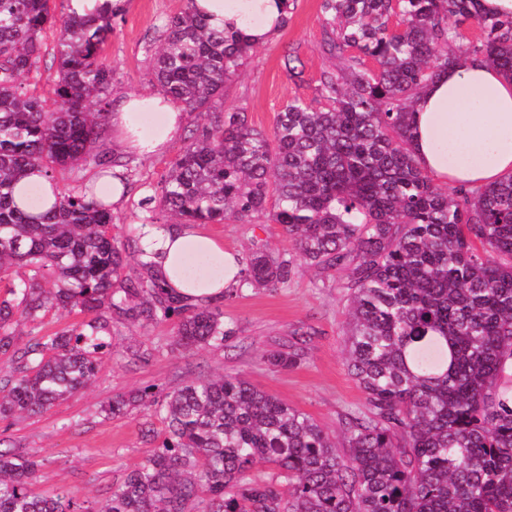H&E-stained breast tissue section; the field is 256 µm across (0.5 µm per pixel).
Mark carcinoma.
<instances>
[{
	"mask_svg": "<svg viewBox=\"0 0 512 512\" xmlns=\"http://www.w3.org/2000/svg\"><path fill=\"white\" fill-rule=\"evenodd\" d=\"M475 4L321 0L328 53L355 54L322 71L327 105L294 97L267 133L241 110L215 111L252 46L186 0L154 39L153 79L208 122L188 131L160 193L139 202L143 223L232 216L281 225L296 255L255 246L226 299L245 286L286 287L300 263L342 280L348 369L365 394L344 425L347 452L308 414L239 376L197 377L167 392L147 385L103 407L108 417L141 408L165 426L104 507L64 489L34 492L39 461L10 445L0 447V512H512V176L448 192L410 147V114L439 70L479 56L512 72V17H485ZM117 17L99 9L57 18L51 0H0V278L23 270L0 301V421L41 415L87 387L114 348L116 324L173 320L174 345L185 350L237 335L219 306L169 291L146 247L112 233V210L85 191L61 188L40 218L15 200L34 168L54 182L64 170L112 163V66L102 45ZM467 21L482 40L461 43ZM50 28L47 102L25 78L45 57ZM52 309L84 319L20 338V321ZM310 336L293 329L264 360L296 367Z\"/></svg>",
	"mask_w": 512,
	"mask_h": 512,
	"instance_id": "carcinoma-1",
	"label": "carcinoma"
}]
</instances>
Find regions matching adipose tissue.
I'll return each mask as SVG.
<instances>
[{"label":"adipose tissue","instance_id":"1","mask_svg":"<svg viewBox=\"0 0 512 512\" xmlns=\"http://www.w3.org/2000/svg\"><path fill=\"white\" fill-rule=\"evenodd\" d=\"M210 23L253 46L272 40L287 16L286 0H195ZM187 120L168 98L116 97L109 114L112 150L163 154ZM411 148L423 170L456 188L480 190L512 175V72L482 58H460L420 96L410 119ZM146 242L169 290L187 302L222 298L243 269L240 256L209 234L180 224L148 228Z\"/></svg>","mask_w":512,"mask_h":512}]
</instances>
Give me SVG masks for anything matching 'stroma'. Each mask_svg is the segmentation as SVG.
Masks as SVG:
<instances>
[{"instance_id":"35a3bbf8","label":"stroma","mask_w":512,"mask_h":512,"mask_svg":"<svg viewBox=\"0 0 512 512\" xmlns=\"http://www.w3.org/2000/svg\"><path fill=\"white\" fill-rule=\"evenodd\" d=\"M184 6L183 0H128L115 23L103 53L113 67L116 94L157 92L153 80L150 44L168 19ZM320 0H295L288 22L269 43L256 47L238 78L224 88V108H241L251 124L271 131L284 103L300 96L318 97V80L337 59L327 53ZM294 49L301 61L302 81H293L284 66L285 50ZM183 137H176L160 157L146 160L126 156L124 175L131 193L113 210V233L140 236L139 199L157 192L162 176L180 153ZM204 232L223 242L225 249L248 254L253 243L271 251L292 253L293 246L280 225L242 224L226 219L207 224ZM346 291L335 278L301 267L287 287L246 289L220 304L225 320L234 321L238 334L230 346L201 347L185 353L172 344L174 325L124 329L120 346L158 347L145 363L117 362L103 355L96 383L53 406L42 416L0 422V438L26 448L42 466L34 489L68 490L80 500L103 504L114 479L136 468L147 447L146 424L162 429L161 420L136 409L120 418L102 411L112 396L154 384L172 388L196 377L237 374L307 413L330 436L341 437L346 416L361 409L364 393L347 370L344 343ZM298 326L311 329V341L300 365L286 371L269 369L261 360Z\"/></svg>"}]
</instances>
